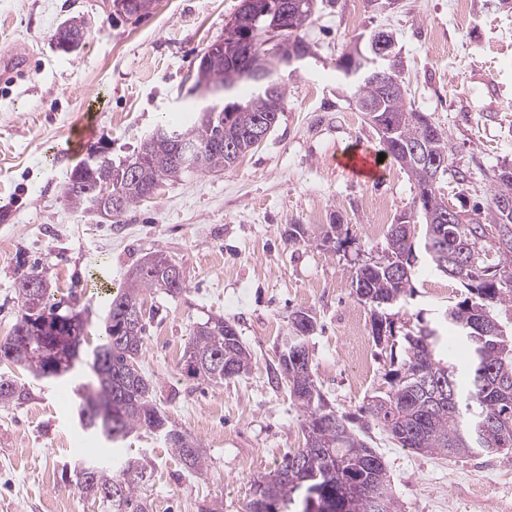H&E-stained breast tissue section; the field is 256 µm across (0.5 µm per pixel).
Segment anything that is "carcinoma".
Listing matches in <instances>:
<instances>
[{
    "label": "carcinoma",
    "instance_id": "1",
    "mask_svg": "<svg viewBox=\"0 0 512 512\" xmlns=\"http://www.w3.org/2000/svg\"><path fill=\"white\" fill-rule=\"evenodd\" d=\"M313 0L281 17L263 14L256 23V68L267 69L263 45L267 33L279 30L284 50L311 52L300 31L313 13ZM337 68L353 85L352 99L381 134L383 153L396 161L414 180L420 211L426 224L424 249L432 263L447 267V276L459 280L468 291L463 300L448 306L445 319L457 333L446 339L435 328L418 320L416 329L404 334V358L386 374L387 390L370 397L364 408L365 423L354 427L349 417L331 409L313 379L311 363L296 364L294 355L308 353L306 337L299 336L290 320L287 348L280 360H288L286 376L292 405L304 418L305 447L289 453L281 465L252 481V495L245 512L263 504L267 512H349L346 486L368 487L357 512H375L372 498L383 503L382 512H399L388 491L383 457L371 447L368 430L381 428L400 448L444 457L489 455L512 448V334L484 336L473 329L478 321L497 322L495 305L512 300V266L500 254L495 232L506 230L512 241V210L499 207L512 197V167L490 175L489 200L474 208L472 224L444 220L448 203L438 193L429 168L414 158L419 144L429 155L448 159V140L430 115L407 102L402 76L392 89H381L377 79L359 69L343 54ZM211 95L224 105L182 125H160L140 141L130 156L112 158L94 150L73 168L63 185L68 204L92 212L106 221L122 217L132 207L154 195L166 180L190 170H224L255 149L254 129L263 121L276 124L286 84L273 74L261 81L240 79L228 63L208 69ZM194 147L197 158L179 167L177 141ZM332 235L324 242L336 253L352 244L342 237L341 225H330ZM414 243L411 235L389 227L387 248L377 261L359 264L352 281L354 290H366L361 302L371 308V332L377 345H389L395 337L389 310L413 295ZM175 262L164 251L154 252L129 276L127 286L111 296L106 334L92 348L83 347L84 321L80 313L61 314L49 303L50 289L38 278L41 294L15 289L20 313L0 347V364L20 366L35 376L46 371L78 382L77 415L82 428L110 443L147 429L163 437L184 468L200 473L207 453L200 442L173 424L153 399L154 386L142 374L138 359L144 348L142 294L161 289L177 295L185 282L174 284L170 274ZM51 317L50 330L33 336L30 328ZM468 348L465 369L450 362L456 340ZM252 355L235 327L222 316H210L192 330L185 347L181 372L188 378L222 383L249 373ZM90 374L92 381L82 378ZM29 387L0 375V404L25 402ZM76 472L77 488L105 505L108 512H149L141 490L145 466L130 457L120 474L105 466Z\"/></svg>",
    "mask_w": 512,
    "mask_h": 512
}]
</instances>
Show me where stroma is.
<instances>
[{
	"mask_svg": "<svg viewBox=\"0 0 512 512\" xmlns=\"http://www.w3.org/2000/svg\"><path fill=\"white\" fill-rule=\"evenodd\" d=\"M240 3L157 0L136 19L114 12L112 0H0V59L26 56L21 74L0 82V340L20 309L18 276L45 277L54 302L81 312L94 342L105 333L108 290L126 287L150 253L166 252L186 289L144 294L139 363L160 407L208 454L204 472L192 474L145 429L110 447L81 428L76 383L34 380L29 400L0 405V512H102L78 490L74 465L92 457L117 471L130 456L146 467L150 512H207L218 501L224 512H244L253 478L305 443L302 414L278 372L282 338L301 309L317 317L307 339L317 386L337 413L363 423L364 405L386 389L391 358L403 350L375 345L370 309L353 290L355 266L322 237L341 221L365 258L381 257L385 233L368 232L375 205L392 217L413 211L416 187L387 159L376 180L362 183L340 164L348 152L380 148L336 68L360 34H394L408 100L444 131L454 166L466 171L463 184L440 178L449 204L485 205L489 175L512 166V9L471 0L474 20L464 25L453 0H399L387 11L367 0H315L302 30L315 57L287 78L284 110L261 145L233 168L164 182L120 223L72 209L62 186L87 156L73 148L74 129L90 125V145L119 157L157 125L198 110L190 89L200 58ZM71 20L86 38L66 54L52 35ZM292 224L304 225V241L289 239ZM425 234L415 218V292L396 316L401 326L418 316L444 326L447 307L467 294L430 262ZM219 314L251 352L250 373L221 384L185 378L193 327ZM357 340L360 363L351 357ZM370 434L401 512H512V449L448 459L397 447L375 427Z\"/></svg>",
	"mask_w": 512,
	"mask_h": 512,
	"instance_id": "stroma-1",
	"label": "stroma"
}]
</instances>
